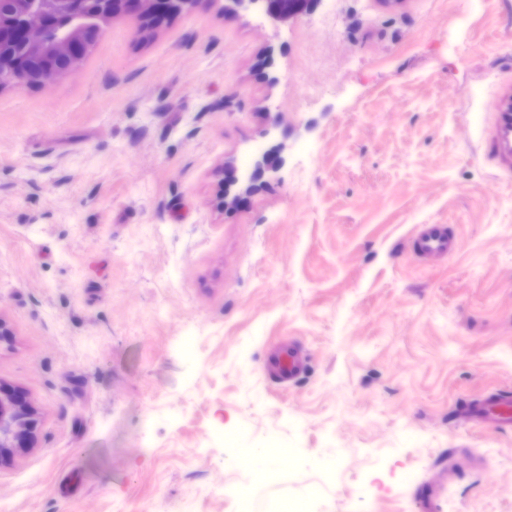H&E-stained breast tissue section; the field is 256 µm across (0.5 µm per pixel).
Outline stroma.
Segmentation results:
<instances>
[{
    "instance_id": "obj_1",
    "label": "stroma",
    "mask_w": 512,
    "mask_h": 512,
    "mask_svg": "<svg viewBox=\"0 0 512 512\" xmlns=\"http://www.w3.org/2000/svg\"><path fill=\"white\" fill-rule=\"evenodd\" d=\"M228 3L113 17L78 69L0 90V383L36 420L0 512H419L461 448L488 465L446 512H512V431L460 417L512 389V183L479 149L512 0ZM419 224L459 253L419 257ZM288 336L310 363L281 389ZM237 7H264V14L272 22H282L308 12L319 0H231ZM282 1H288L283 3ZM307 370V357L297 341L281 339L270 344L263 364V372L269 379L288 388L296 384Z\"/></svg>"
}]
</instances>
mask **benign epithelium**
Returning <instances> with one entry per match:
<instances>
[{"instance_id":"7a95c632","label":"benign epithelium","mask_w":512,"mask_h":512,"mask_svg":"<svg viewBox=\"0 0 512 512\" xmlns=\"http://www.w3.org/2000/svg\"><path fill=\"white\" fill-rule=\"evenodd\" d=\"M237 7H264L272 22L308 12L318 0H232ZM133 14L169 12L168 0H127ZM112 0H0V52L19 61L36 60L35 78L49 82L72 72L85 55L86 27L112 14ZM23 392L0 383V427L7 415L22 419L12 432L11 448H27L35 422Z\"/></svg>"}]
</instances>
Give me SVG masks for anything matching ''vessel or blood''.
Here are the masks:
<instances>
[{
	"label": "vessel or blood",
	"instance_id": "obj_1",
	"mask_svg": "<svg viewBox=\"0 0 512 512\" xmlns=\"http://www.w3.org/2000/svg\"><path fill=\"white\" fill-rule=\"evenodd\" d=\"M489 114L480 142L484 157L496 176L512 181V74H503L496 81L486 104ZM460 248L458 236L449 234L440 224L421 225L415 237V251L422 257L451 256ZM308 370L307 357L299 343L281 339L271 344L263 364L265 375L277 384H296ZM467 417L474 424H489L500 430H512V392L488 396L469 407ZM437 473L415 488L413 496L421 512H444L445 500L439 495L442 487L454 484L460 466L452 459L438 461Z\"/></svg>",
	"mask_w": 512,
	"mask_h": 512
}]
</instances>
